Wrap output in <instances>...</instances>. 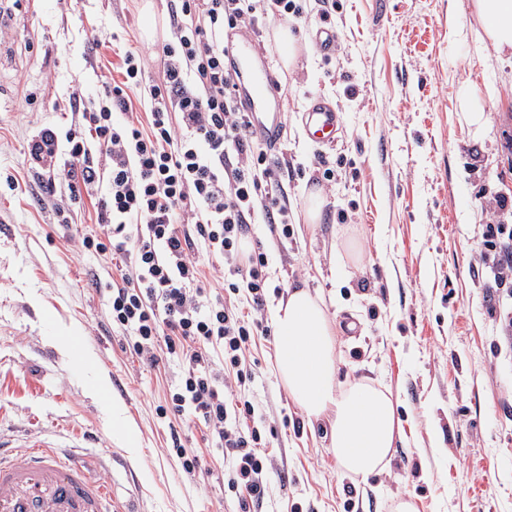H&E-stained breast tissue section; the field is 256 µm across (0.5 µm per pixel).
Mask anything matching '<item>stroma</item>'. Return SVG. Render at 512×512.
Wrapping results in <instances>:
<instances>
[{
  "label": "stroma",
  "instance_id": "obj_1",
  "mask_svg": "<svg viewBox=\"0 0 512 512\" xmlns=\"http://www.w3.org/2000/svg\"><path fill=\"white\" fill-rule=\"evenodd\" d=\"M7 0L0 29V432L78 448L95 479L134 512H235L230 463L203 424L163 415L183 376L177 356L141 364L107 318L122 263L83 249L99 237L97 197L55 214L28 143L45 127L78 123L69 98L96 101L122 79L125 52L159 55L171 0ZM298 53L274 109L293 213L288 236L251 227L268 256L266 303L288 287L323 294L339 323L341 385L367 380L398 400L404 438L388 469L360 481L339 471L328 421L308 424L275 369L273 335L256 336L245 395L271 428L269 492L252 512H393L413 495L418 512H512V287L497 286L480 252L491 224L512 225V67L486 50L470 0H336L325 24L339 33L323 55L312 33L321 0H306ZM343 127L318 145L302 127L313 97ZM468 97L485 113L465 122ZM333 180H325V170ZM323 204L305 220L310 192ZM76 335L75 349L59 346ZM121 380V419L93 380ZM197 456L185 471L182 454Z\"/></svg>",
  "mask_w": 512,
  "mask_h": 512
}]
</instances>
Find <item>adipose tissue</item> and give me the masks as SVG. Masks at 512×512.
Masks as SVG:
<instances>
[{
	"mask_svg": "<svg viewBox=\"0 0 512 512\" xmlns=\"http://www.w3.org/2000/svg\"><path fill=\"white\" fill-rule=\"evenodd\" d=\"M482 41L512 60V0H473ZM278 376L308 422L329 420L337 466L365 480L380 475L402 435L391 392L367 381L337 382L336 322L307 287L289 290L272 309Z\"/></svg>",
	"mask_w": 512,
	"mask_h": 512,
	"instance_id": "adipose-tissue-1",
	"label": "adipose tissue"
}]
</instances>
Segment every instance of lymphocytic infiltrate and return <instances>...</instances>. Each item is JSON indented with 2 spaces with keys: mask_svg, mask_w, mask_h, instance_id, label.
Listing matches in <instances>:
<instances>
[{
  "mask_svg": "<svg viewBox=\"0 0 512 512\" xmlns=\"http://www.w3.org/2000/svg\"><path fill=\"white\" fill-rule=\"evenodd\" d=\"M308 19L297 0H178L159 82L143 81L150 55L126 53L123 81L103 84L81 127L63 135L44 128L29 145L33 166L67 190L58 212L99 192L103 239L82 244L123 262L109 318L147 364L157 365L161 343L180 357L184 376L169 408L203 422L231 458L228 487L241 512L264 499L270 465L261 451L266 429L240 393L252 380L242 357L263 321L244 318L233 303L244 290L261 310L268 256L259 243L242 251L241 241L258 220L288 226L292 211L279 171L251 135L224 35ZM137 98L144 114L134 110ZM201 244L220 262L210 281L195 256ZM216 344L224 349L220 372L210 358Z\"/></svg>",
  "mask_w": 512,
  "mask_h": 512,
  "instance_id": "lymphocytic-infiltrate-1",
  "label": "lymphocytic infiltrate"
}]
</instances>
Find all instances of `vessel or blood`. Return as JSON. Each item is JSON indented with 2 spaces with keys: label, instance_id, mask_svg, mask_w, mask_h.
<instances>
[{
  "label": "vessel or blood",
  "instance_id": "1",
  "mask_svg": "<svg viewBox=\"0 0 512 512\" xmlns=\"http://www.w3.org/2000/svg\"><path fill=\"white\" fill-rule=\"evenodd\" d=\"M231 61L240 76L244 108L252 116L253 137L266 148L277 149L281 122L267 107L282 91L279 63L260 51L250 32L234 45ZM302 123L315 141L325 145L336 143L341 130L339 113L322 98L311 101ZM74 455L71 448L0 440V512H122L106 485L92 479Z\"/></svg>",
  "mask_w": 512,
  "mask_h": 512
}]
</instances>
